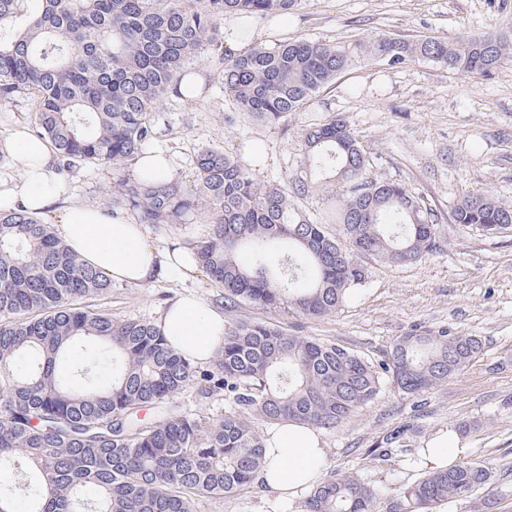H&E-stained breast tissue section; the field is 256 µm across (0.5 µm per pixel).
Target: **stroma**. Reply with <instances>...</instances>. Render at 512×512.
<instances>
[{"label": "stroma", "instance_id": "stroma-1", "mask_svg": "<svg viewBox=\"0 0 512 512\" xmlns=\"http://www.w3.org/2000/svg\"><path fill=\"white\" fill-rule=\"evenodd\" d=\"M512 29V0H302L292 14L258 24L256 42L291 38L347 43L376 34L448 42ZM205 83L192 102L169 94L154 116L155 149L172 159L171 177L191 184L204 148L243 155L246 142L263 144L264 181L292 178L301 160L303 129L343 118L359 134L370 174L399 181L438 217L436 252L413 264L367 261L368 277L338 311L309 317L252 306L226 308L224 291L201 269L161 273L154 281L116 282L102 302L118 319L160 323L179 297L194 296L220 310L225 322L264 320L295 336L340 344L374 364L385 363L397 337L412 330H448L479 336L478 358L438 387L419 395L384 383L377 397L320 438L326 474H353L385 487L380 512L427 468L421 451L439 430L471 424L465 461L490 463L494 485L441 512H512V231L496 237L454 223L453 208L467 194H488L512 205V60L492 74L466 75L444 64L415 62L393 68L355 60L300 111L278 125H260L233 112L224 82L200 65ZM72 200L112 215L135 218L113 198L118 171L108 165L59 166ZM149 243L191 248L210 226L203 214L184 224H147ZM393 444H386L387 436ZM305 493L285 497L261 483L245 493L202 498L195 512H302ZM494 500L486 508L485 500Z\"/></svg>", "mask_w": 512, "mask_h": 512}]
</instances>
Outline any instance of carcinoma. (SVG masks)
I'll list each match as a JSON object with an SVG mask.
<instances>
[{
  "label": "carcinoma",
  "instance_id": "1",
  "mask_svg": "<svg viewBox=\"0 0 512 512\" xmlns=\"http://www.w3.org/2000/svg\"><path fill=\"white\" fill-rule=\"evenodd\" d=\"M21 2L0 0V105L29 99L34 132L68 166L138 164L156 139L153 114L200 60L223 77L235 111L270 125L302 109L356 54L483 75L512 58V38L491 33L453 44L378 34L352 48L306 39L263 46L249 25L235 34L243 50L220 51L224 17L269 20L299 0H38L15 30ZM301 142L303 170L284 183L204 148L197 183L124 177L120 196L141 224H180L204 211L212 232L192 246V259L232 308L321 317L365 281L363 259L413 263L439 249L434 210L405 184L367 176L369 160L345 120L305 129ZM310 171L349 182L340 205L314 218L300 207L320 188ZM453 220L512 223V206L466 195ZM329 224L343 225L346 247ZM282 241L288 256L274 268L272 247ZM111 290L51 225L0 208V472L14 475L0 484V512H18L21 501L25 512H194L196 500L238 495L256 480L266 438L254 417L333 428L377 396L382 376L420 394L483 350L474 335L415 330L376 366L339 344L253 320L225 329L201 369L157 325L114 318L95 303ZM190 386L204 398L224 393L231 409L212 418L183 410L177 398ZM146 407L151 415L139 417ZM493 481L479 462L429 471L402 491L406 512H435ZM382 495L354 475L329 476L304 512H378Z\"/></svg>",
  "mask_w": 512,
  "mask_h": 512
}]
</instances>
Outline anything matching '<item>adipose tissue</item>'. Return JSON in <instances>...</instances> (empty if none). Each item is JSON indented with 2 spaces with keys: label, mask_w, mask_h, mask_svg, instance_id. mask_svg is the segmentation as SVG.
<instances>
[{
  "label": "adipose tissue",
  "mask_w": 512,
  "mask_h": 512,
  "mask_svg": "<svg viewBox=\"0 0 512 512\" xmlns=\"http://www.w3.org/2000/svg\"><path fill=\"white\" fill-rule=\"evenodd\" d=\"M5 147L20 176L0 179V206L37 216L58 212L60 239L110 279L141 284L152 280L165 265L191 268L186 251L160 252L144 240L142 225L132 220L111 217L92 205L62 204L65 190L56 179L58 159L45 139L17 127L6 137ZM159 327L178 353L198 362L210 360L224 342L223 314L193 297L176 300ZM465 452L459 433L444 429L429 440L422 458L431 469L442 470ZM265 457L259 482L288 496L317 484L327 466L317 428L298 423L274 427L267 438Z\"/></svg>",
  "instance_id": "adipose-tissue-1"
}]
</instances>
